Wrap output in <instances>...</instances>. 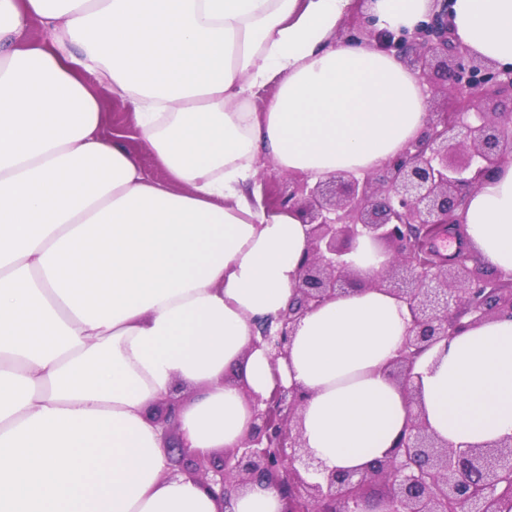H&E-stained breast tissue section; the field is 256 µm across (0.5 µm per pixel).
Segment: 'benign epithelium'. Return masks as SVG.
<instances>
[{
    "label": "benign epithelium",
    "mask_w": 512,
    "mask_h": 512,
    "mask_svg": "<svg viewBox=\"0 0 512 512\" xmlns=\"http://www.w3.org/2000/svg\"><path fill=\"white\" fill-rule=\"evenodd\" d=\"M413 35H368L386 52L426 75L437 66L442 86L454 95L446 112H430L422 134L397 157L363 176L336 172L309 184L293 181L288 196L272 203L297 211L309 225L308 249L300 261L298 297L275 321L259 325L253 344L266 345L273 358L288 346L305 313L324 301L358 288H380L403 301L410 327L391 363V375L411 387L416 358L462 328L465 317L512 318V274H487L464 248L438 255L431 243L451 224L467 196L495 169L512 160V67L484 63L453 40L448 0ZM366 236L390 257L370 281L345 261ZM304 402L297 386L281 384L263 400L239 448L220 457L185 447L175 438L179 400L151 409L168 441L171 474L201 481L224 504L252 482H266L285 500L284 512H365L370 489L384 487L385 512H500L512 498V438L457 451L414 418L394 446L391 459L363 471H331L310 481L319 466L304 449L298 412Z\"/></svg>",
    "instance_id": "obj_1"
}]
</instances>
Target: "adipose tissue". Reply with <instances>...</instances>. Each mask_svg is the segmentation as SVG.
Instances as JSON below:
<instances>
[{"mask_svg":"<svg viewBox=\"0 0 512 512\" xmlns=\"http://www.w3.org/2000/svg\"><path fill=\"white\" fill-rule=\"evenodd\" d=\"M354 0H0V512H218L170 475L150 410L176 387L186 447L240 446L256 402L298 386L324 471L390 457L413 415L453 448L512 436V319L461 329L390 375L410 324L378 288L309 311L288 354L254 346L296 298L297 212L267 208L259 157L313 179L374 171L427 119L395 55L338 30ZM413 31L433 0H365ZM456 40L512 65V0H451ZM49 31L30 41L29 19ZM112 85L165 180L101 134L88 76ZM277 90L255 104L257 89ZM469 245L512 272V163L463 210ZM231 512H282L252 483Z\"/></svg>","mask_w":512,"mask_h":512,"instance_id":"ef3b65f1","label":"adipose tissue"}]
</instances>
